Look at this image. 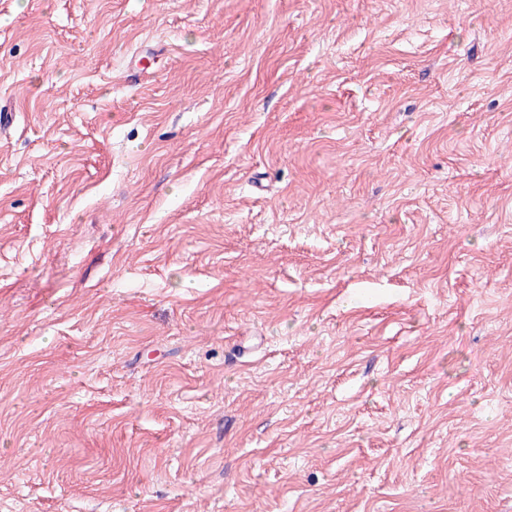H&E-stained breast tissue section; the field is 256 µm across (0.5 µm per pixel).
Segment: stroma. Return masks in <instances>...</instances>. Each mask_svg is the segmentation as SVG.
Masks as SVG:
<instances>
[{"label": "stroma", "mask_w": 512, "mask_h": 512, "mask_svg": "<svg viewBox=\"0 0 512 512\" xmlns=\"http://www.w3.org/2000/svg\"><path fill=\"white\" fill-rule=\"evenodd\" d=\"M0 512H512V0H0Z\"/></svg>", "instance_id": "stroma-1"}]
</instances>
